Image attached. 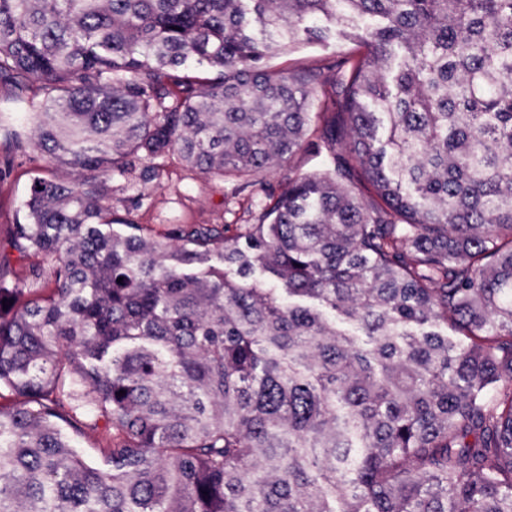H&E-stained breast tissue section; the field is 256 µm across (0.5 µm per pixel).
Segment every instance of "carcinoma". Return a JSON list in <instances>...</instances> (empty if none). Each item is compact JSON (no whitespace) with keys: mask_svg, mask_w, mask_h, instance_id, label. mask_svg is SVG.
Masks as SVG:
<instances>
[{"mask_svg":"<svg viewBox=\"0 0 512 512\" xmlns=\"http://www.w3.org/2000/svg\"><path fill=\"white\" fill-rule=\"evenodd\" d=\"M0 86V179L51 174L0 247V512H512V0H0ZM303 148L252 224L112 207ZM347 45L343 41H336V46L323 47L312 45L297 49L289 56L278 57L271 60L270 64L275 67H286L295 63L317 66L323 64L327 59L333 57L337 51L343 50Z\"/></svg>","mask_w":512,"mask_h":512,"instance_id":"obj_1","label":"carcinoma"}]
</instances>
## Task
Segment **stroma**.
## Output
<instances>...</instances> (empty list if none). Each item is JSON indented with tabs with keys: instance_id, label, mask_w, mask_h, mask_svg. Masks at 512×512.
Returning <instances> with one entry per match:
<instances>
[{
	"instance_id": "obj_1",
	"label": "stroma",
	"mask_w": 512,
	"mask_h": 512,
	"mask_svg": "<svg viewBox=\"0 0 512 512\" xmlns=\"http://www.w3.org/2000/svg\"><path fill=\"white\" fill-rule=\"evenodd\" d=\"M161 168L160 187L145 190L120 175L112 177V204L129 210L132 219L164 230L169 224H246L260 208L273 205L289 172L314 170L318 159L298 152L261 183L245 187L241 182L210 181L206 175L190 169L174 156L156 158ZM34 175L31 164L13 168L0 180V231H6L21 214Z\"/></svg>"
}]
</instances>
